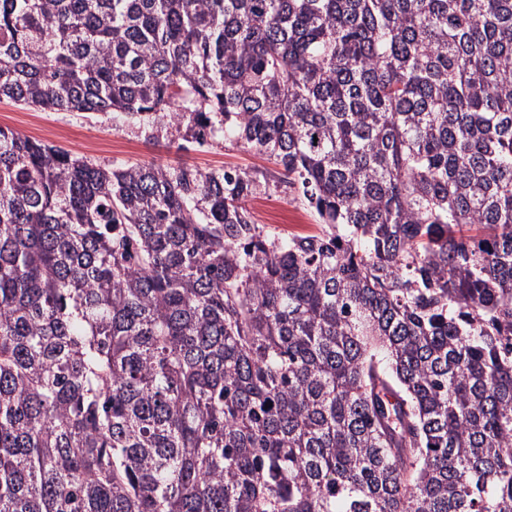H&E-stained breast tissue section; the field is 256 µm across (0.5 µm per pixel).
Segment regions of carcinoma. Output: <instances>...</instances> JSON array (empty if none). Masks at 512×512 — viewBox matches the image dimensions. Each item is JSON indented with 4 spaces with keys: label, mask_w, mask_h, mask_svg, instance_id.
Instances as JSON below:
<instances>
[{
    "label": "carcinoma",
    "mask_w": 512,
    "mask_h": 512,
    "mask_svg": "<svg viewBox=\"0 0 512 512\" xmlns=\"http://www.w3.org/2000/svg\"><path fill=\"white\" fill-rule=\"evenodd\" d=\"M3 98L270 167L0 127V512H512V0H0ZM0 126L105 166L112 162L131 164L156 159L201 170H218L224 166L270 167L262 159L224 139H215L209 145L198 147L164 133L153 138L149 133L137 130L118 131L112 126L110 113L92 115L35 110L4 99L0 101ZM298 197L297 189L282 185L270 195L249 201L247 206L258 224H269L286 235L314 231V217Z\"/></svg>",
    "instance_id": "obj_1"
}]
</instances>
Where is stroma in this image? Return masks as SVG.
I'll list each match as a JSON object with an SVG mask.
<instances>
[{
    "label": "stroma",
    "mask_w": 512,
    "mask_h": 512,
    "mask_svg": "<svg viewBox=\"0 0 512 512\" xmlns=\"http://www.w3.org/2000/svg\"><path fill=\"white\" fill-rule=\"evenodd\" d=\"M0 126L105 166L152 159L201 170L264 165L262 159L221 139L199 147L178 137H152L145 132L115 129L108 114L35 110L7 99L0 101ZM248 207L257 223L270 225L287 235L316 228L311 211L301 203L293 188L280 187L249 201Z\"/></svg>",
    "instance_id": "stroma-1"
}]
</instances>
